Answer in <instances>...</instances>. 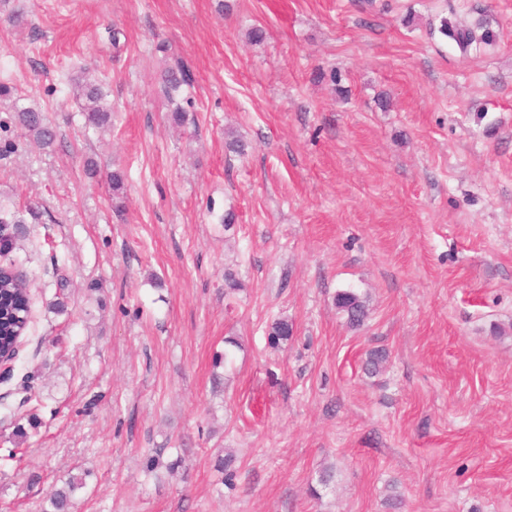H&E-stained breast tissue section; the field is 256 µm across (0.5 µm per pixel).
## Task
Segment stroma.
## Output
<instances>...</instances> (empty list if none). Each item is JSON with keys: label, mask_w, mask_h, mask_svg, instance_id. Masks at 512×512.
Instances as JSON below:
<instances>
[{"label": "stroma", "mask_w": 512, "mask_h": 512, "mask_svg": "<svg viewBox=\"0 0 512 512\" xmlns=\"http://www.w3.org/2000/svg\"><path fill=\"white\" fill-rule=\"evenodd\" d=\"M9 7L0 71L57 138L0 100V201L42 214L12 254L31 318L0 381V512L72 480V512H512V0ZM444 19L490 40L461 53ZM179 61L195 81L170 100ZM74 94L87 126L97 129L108 126L112 109L107 103V93L100 81L81 76L75 82ZM15 121L40 141L43 146H50L56 139V132L48 121L46 111L36 104L17 105L14 103ZM336 308L346 316L347 323L352 328H359L367 317L366 301L351 290H341L335 296Z\"/></svg>", "instance_id": "1"}]
</instances>
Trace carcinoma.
<instances>
[{"label":"carcinoma","instance_id":"obj_1","mask_svg":"<svg viewBox=\"0 0 512 512\" xmlns=\"http://www.w3.org/2000/svg\"><path fill=\"white\" fill-rule=\"evenodd\" d=\"M438 32L443 36L452 37L458 46L466 50L473 43L485 40L488 35L476 36L470 27L451 29L448 20L440 22ZM163 92L168 98L184 86L191 85V75L184 63L165 71L162 77ZM74 94L78 100L80 111L83 112L87 126L102 129L108 126L112 109L107 103V93L102 83L87 76L80 77L75 82ZM15 121L40 141L44 146H50L56 139V132L48 121L45 110L35 104L14 105ZM26 223L24 214L0 204V230L9 225ZM336 308L346 316L347 323L352 328H359L367 317L366 301L351 290H341L335 296ZM31 317L30 296L24 277L15 270V264L4 265L0 274V348L14 349L17 335L26 331ZM293 322L279 318L269 326L270 342L274 345L288 341L293 335Z\"/></svg>","mask_w":512,"mask_h":512}]
</instances>
